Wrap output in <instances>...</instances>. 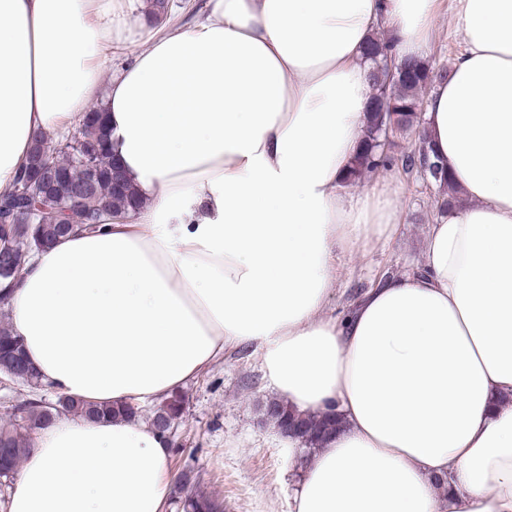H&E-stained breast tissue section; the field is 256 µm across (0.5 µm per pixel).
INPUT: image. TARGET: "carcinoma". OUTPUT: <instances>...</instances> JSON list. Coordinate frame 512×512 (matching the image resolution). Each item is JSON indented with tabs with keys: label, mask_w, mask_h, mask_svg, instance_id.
<instances>
[{
	"label": "carcinoma",
	"mask_w": 512,
	"mask_h": 512,
	"mask_svg": "<svg viewBox=\"0 0 512 512\" xmlns=\"http://www.w3.org/2000/svg\"><path fill=\"white\" fill-rule=\"evenodd\" d=\"M390 36L381 35L374 38L366 47L368 60L375 63L390 51ZM400 71L374 67L372 80V97L369 117L364 132V147L353 165L351 179L356 181L368 171L377 167L393 164L401 165L405 172H410L421 165V155L416 152L383 153L382 123L379 116H385L386 122L394 125L398 134H405L418 124V112L422 111L423 93L436 80L447 76L442 69H434L429 62H412L408 60L397 63ZM101 108H94L87 113L79 138L72 141L66 149L59 150L40 142L35 145L29 158L31 176H39L40 166L44 160L55 159L60 177L51 184V191L58 203L69 198L75 186L87 183L91 192L86 202V215L89 218L110 213L114 209L133 211L138 206V198L134 188L125 180L113 182L112 161L108 155V139L104 120L100 118ZM87 156L92 162V169L74 163L76 157ZM41 216L37 219V234L41 245L49 246L65 235L61 224V213L47 201H40ZM11 244L8 255L0 253V265L6 263L15 271L24 266L31 253L28 248V228L23 224H12L9 227ZM23 342L14 335L7 324L0 325V373L20 370L24 367L21 361ZM56 404L65 412L86 417L110 418L124 413L133 414L135 409L128 404L119 406H97L85 404L68 396L57 397ZM184 401L180 394L174 393L167 398L154 413L153 426L161 422L175 423L183 414ZM264 415L275 423L287 422L292 425L289 436L305 445L304 451L315 450L324 437L336 426V415L321 413L316 415H299L288 409V405L279 400H270L264 405ZM53 416L52 407L44 406L36 397H29L15 407V418L0 425V444L13 448H28L31 432L41 428ZM189 512H223V505L207 492L197 487L188 496Z\"/></svg>",
	"instance_id": "obj_1"
}]
</instances>
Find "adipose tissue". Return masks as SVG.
I'll list each match as a JSON object with an SVG mask.
<instances>
[{
    "label": "adipose tissue",
    "instance_id": "ef3b65f1",
    "mask_svg": "<svg viewBox=\"0 0 512 512\" xmlns=\"http://www.w3.org/2000/svg\"><path fill=\"white\" fill-rule=\"evenodd\" d=\"M115 0H0V194L33 143L106 101L142 198L0 285L39 378L90 404L164 400L253 346L289 407L335 411L291 512H512V0H210L128 44ZM460 49L427 90L429 145L460 197L417 267L349 314L339 259L385 244L401 204L348 188L372 95L366 44L424 59L441 11ZM131 61L103 80L113 48ZM170 444L61 415L0 512H165Z\"/></svg>",
    "mask_w": 512,
    "mask_h": 512
}]
</instances>
